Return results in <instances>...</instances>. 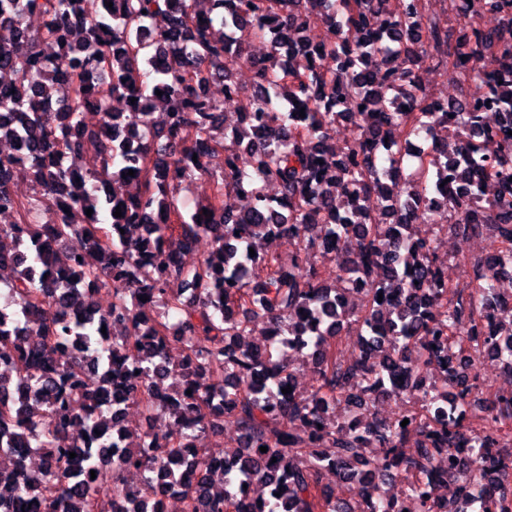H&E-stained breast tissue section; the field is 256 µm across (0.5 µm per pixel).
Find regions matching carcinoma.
Here are the masks:
<instances>
[{
  "instance_id": "cac0c4a2",
  "label": "carcinoma",
  "mask_w": 512,
  "mask_h": 512,
  "mask_svg": "<svg viewBox=\"0 0 512 512\" xmlns=\"http://www.w3.org/2000/svg\"><path fill=\"white\" fill-rule=\"evenodd\" d=\"M111 2L0 0V141L20 147L0 154V215L15 217L0 225V267L17 273L0 304V512H151L158 474L184 512H512V461L497 452L512 392L485 397L474 373L488 356L512 379V313L485 306L512 266V0H449L455 30L426 0ZM418 58L474 91L434 110ZM218 78L221 100L208 94ZM341 118L354 131L337 146ZM200 174L213 195L186 214L178 182ZM20 176L35 195L14 194ZM446 179L455 190L439 201ZM109 181L141 189L125 204ZM271 184L288 211L268 205ZM416 209L439 231L491 233L471 287L448 285ZM285 234L286 264L261 252ZM203 236L211 250L186 266ZM89 282L112 293L106 310ZM258 319L273 332L262 347ZM172 340L185 348L175 365ZM296 356L312 358L315 384L284 394ZM405 394L418 399L405 417L369 411ZM124 402L174 430L128 429ZM228 419L238 441L219 461L203 443ZM72 427L87 438L67 443ZM403 472V501L386 499ZM326 475L360 499L336 497ZM449 480L453 507L438 492ZM242 483L264 493L243 498Z\"/></svg>"
}]
</instances>
